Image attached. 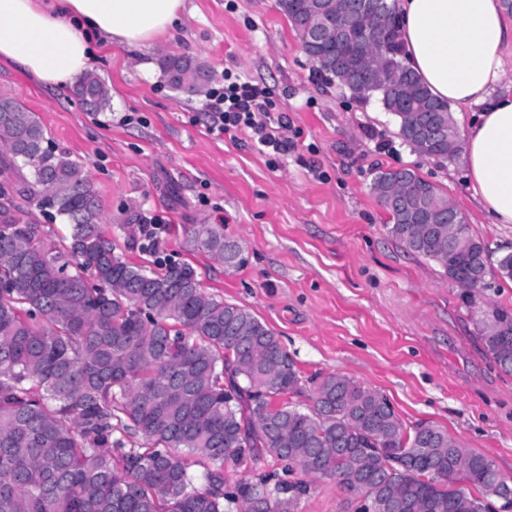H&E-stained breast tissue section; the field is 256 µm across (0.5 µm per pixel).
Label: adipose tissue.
<instances>
[{
  "instance_id": "1",
  "label": "adipose tissue",
  "mask_w": 512,
  "mask_h": 512,
  "mask_svg": "<svg viewBox=\"0 0 512 512\" xmlns=\"http://www.w3.org/2000/svg\"><path fill=\"white\" fill-rule=\"evenodd\" d=\"M408 65L431 94L456 108L479 106L460 135L461 159L479 204L512 224V96L495 94L506 73L512 22L500 0H394ZM184 0H0V57L35 80L74 84L94 48H154Z\"/></svg>"
}]
</instances>
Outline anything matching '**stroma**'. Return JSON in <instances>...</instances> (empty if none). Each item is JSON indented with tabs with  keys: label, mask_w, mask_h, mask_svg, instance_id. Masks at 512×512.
Returning a JSON list of instances; mask_svg holds the SVG:
<instances>
[{
	"label": "stroma",
	"mask_w": 512,
	"mask_h": 512,
	"mask_svg": "<svg viewBox=\"0 0 512 512\" xmlns=\"http://www.w3.org/2000/svg\"><path fill=\"white\" fill-rule=\"evenodd\" d=\"M167 53L196 56L212 84L232 73L264 88L271 112L297 131L294 148L267 155L250 130L210 134L206 96L184 95L160 73ZM94 70L112 91L100 113L4 59L0 94L88 165L107 224H122L132 205L166 219L163 251L192 265L205 292L275 331L303 379L296 403L307 404L313 377L344 375L386 395L405 427L435 423L512 480V375L490 362L460 288L388 236L371 191L377 168L411 169L495 256L512 253V224L492 223L478 206L461 162L419 155L378 101L317 78L276 0H185L176 29L150 53L116 45ZM190 224L223 225L241 241L243 265L228 270L189 250ZM355 502L335 480L316 479L296 512H353Z\"/></svg>",
	"instance_id": "35a3bbf8"
}]
</instances>
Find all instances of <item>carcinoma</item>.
Masks as SVG:
<instances>
[{
    "mask_svg": "<svg viewBox=\"0 0 512 512\" xmlns=\"http://www.w3.org/2000/svg\"><path fill=\"white\" fill-rule=\"evenodd\" d=\"M312 2L276 0L300 37ZM326 2L340 36L314 73L356 99L376 98L414 151L456 161L448 135L426 145L416 137L451 115L404 64L392 5L379 22L373 11L352 19L350 0ZM160 68L190 94L205 65L167 54ZM73 94L97 112L110 108L111 90L93 71ZM0 175V512H296L306 476L337 479L374 512H512V494L501 491L512 483L491 459L434 423L404 427L377 391L328 373L307 410L284 400L301 393L302 378L275 332L206 293L189 264L126 261L86 164L3 94ZM372 191L390 216L388 235L461 288L490 359L512 374V314L482 311L472 296L493 271L512 279V253L492 259L460 214L448 235L439 223L448 199L410 169H378ZM20 199L68 225L67 244L50 240ZM145 224L133 206L118 230L134 245ZM189 244L228 268L242 263L220 224L191 225ZM268 455L281 471L226 485L224 463Z\"/></svg>",
    "mask_w": 512,
    "mask_h": 512,
    "instance_id": "cac0c4a2",
    "label": "carcinoma"
}]
</instances>
